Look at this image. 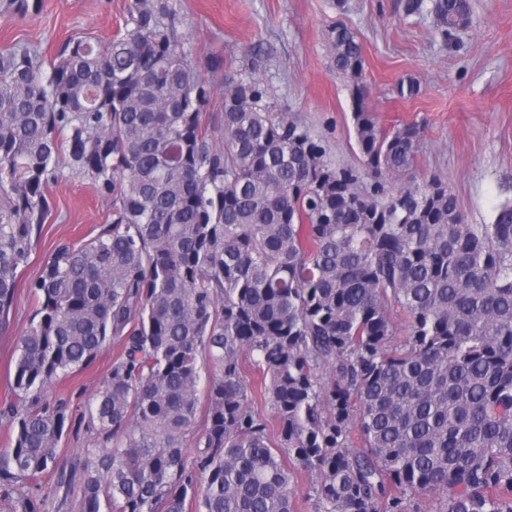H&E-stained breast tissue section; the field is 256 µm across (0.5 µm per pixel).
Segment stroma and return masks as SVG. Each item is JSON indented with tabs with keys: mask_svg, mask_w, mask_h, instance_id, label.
Here are the masks:
<instances>
[{
	"mask_svg": "<svg viewBox=\"0 0 512 512\" xmlns=\"http://www.w3.org/2000/svg\"><path fill=\"white\" fill-rule=\"evenodd\" d=\"M0 0V51L15 45L54 60L69 39L107 41L125 30L131 0H38L19 11ZM192 64L215 88L204 105L207 132L223 144L226 76L263 80L271 101L320 139L339 168L360 165L350 82L329 69L327 33L344 24L363 46L365 102L379 127L418 125L416 185L438 179L457 196L467 223H493L512 200V0H470V21L445 44L425 11L409 15L405 0H162ZM223 65L211 69V56ZM414 95L400 96V82ZM52 211L35 243L6 328L0 329V403L11 396L9 364L30 325L35 302L26 288L39 277L58 243L82 244L112 222V202L91 175L62 165L45 189ZM119 351L110 344L88 368L55 382L48 399L65 397L80 414L102 386Z\"/></svg>",
	"mask_w": 512,
	"mask_h": 512,
	"instance_id": "obj_1",
	"label": "stroma"
}]
</instances>
